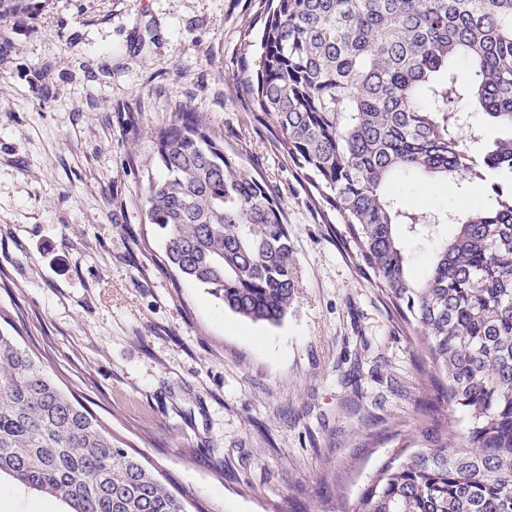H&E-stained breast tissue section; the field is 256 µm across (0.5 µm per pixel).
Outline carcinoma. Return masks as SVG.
<instances>
[{
    "instance_id": "obj_1",
    "label": "carcinoma",
    "mask_w": 512,
    "mask_h": 512,
    "mask_svg": "<svg viewBox=\"0 0 512 512\" xmlns=\"http://www.w3.org/2000/svg\"><path fill=\"white\" fill-rule=\"evenodd\" d=\"M255 111L344 224L357 266L413 329L435 397L415 434L346 512H512V0H260ZM34 0H0V24ZM475 103L507 130L472 133ZM164 177L145 216L165 258L233 313L281 321L299 293L280 201L191 112L154 136ZM481 153L476 164L470 152ZM399 174L451 183V212H420ZM492 182L490 205L468 186ZM436 241L425 276L409 275L396 231ZM465 414L457 435L448 420ZM63 502L66 512H189L192 495L162 481L53 382L32 350L0 331V476Z\"/></svg>"
}]
</instances>
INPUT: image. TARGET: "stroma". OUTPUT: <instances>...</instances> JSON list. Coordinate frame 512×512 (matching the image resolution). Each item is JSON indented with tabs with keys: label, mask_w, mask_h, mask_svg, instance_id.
<instances>
[{
	"label": "stroma",
	"mask_w": 512,
	"mask_h": 512,
	"mask_svg": "<svg viewBox=\"0 0 512 512\" xmlns=\"http://www.w3.org/2000/svg\"><path fill=\"white\" fill-rule=\"evenodd\" d=\"M0 25V330L207 512H344L429 394L412 331L244 87L259 0H35ZM49 80H41L43 67ZM196 112L286 213L276 324L177 277L147 224L155 133ZM420 209L453 186L405 178ZM0 480V512H64Z\"/></svg>",
	"instance_id": "obj_1"
}]
</instances>
